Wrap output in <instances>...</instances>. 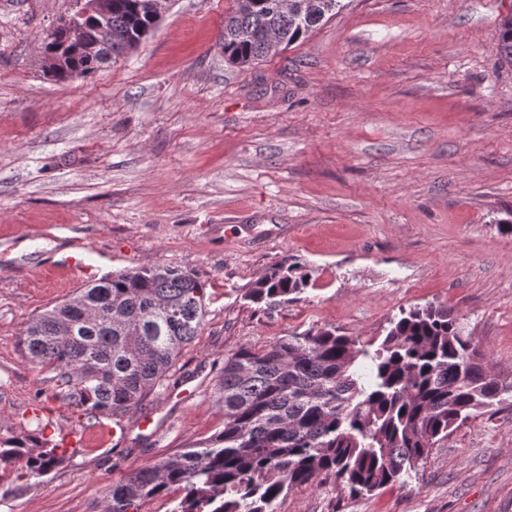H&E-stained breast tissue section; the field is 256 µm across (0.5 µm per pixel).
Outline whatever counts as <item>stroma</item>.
Listing matches in <instances>:
<instances>
[{
	"label": "stroma",
	"mask_w": 512,
	"mask_h": 512,
	"mask_svg": "<svg viewBox=\"0 0 512 512\" xmlns=\"http://www.w3.org/2000/svg\"><path fill=\"white\" fill-rule=\"evenodd\" d=\"M287 49L224 61L234 0H168L141 44L94 75L43 73L77 0H0V441L48 428L65 461L0 471V512H100L128 474L219 431L225 357L310 328L382 339L402 312L448 308L512 382V0H342ZM165 264L208 278L201 330L142 405L91 417L21 333L82 282ZM285 259L300 298L245 292ZM120 424L117 441L98 436ZM277 512H512V406L368 495L332 480Z\"/></svg>",
	"instance_id": "35a3bbf8"
}]
</instances>
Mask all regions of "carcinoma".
Returning <instances> with one entry per match:
<instances>
[{
  "label": "carcinoma",
  "mask_w": 512,
  "mask_h": 512,
  "mask_svg": "<svg viewBox=\"0 0 512 512\" xmlns=\"http://www.w3.org/2000/svg\"><path fill=\"white\" fill-rule=\"evenodd\" d=\"M341 0H253L224 17V60L240 69L271 54L265 37L288 47L316 29ZM111 58L156 27L151 0H112ZM45 49L88 76L98 64L58 25ZM310 271L284 261L246 292L254 304L296 299ZM208 280L193 270L152 265L88 283L22 332L26 356L59 372L67 397L91 415L124 414L164 385L181 350L198 335ZM512 396L483 362L448 309L410 310L381 341L334 328L292 333L224 358L215 388L224 428L207 440L112 485L102 512H137L176 494L170 512H276L277 502L317 476L351 495L405 482L461 424ZM42 448L34 454L29 447ZM0 468L24 460L39 478L62 462L45 436L3 443Z\"/></svg>",
  "instance_id": "carcinoma-1"
}]
</instances>
